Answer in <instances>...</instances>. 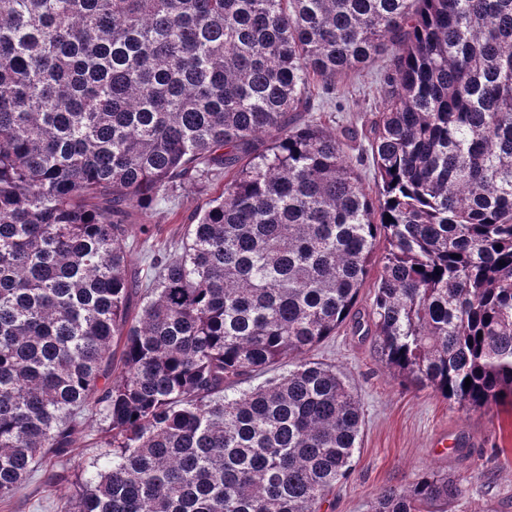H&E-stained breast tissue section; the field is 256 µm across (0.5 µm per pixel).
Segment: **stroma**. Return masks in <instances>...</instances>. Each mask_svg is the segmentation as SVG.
Masks as SVG:
<instances>
[{"label": "stroma", "mask_w": 512, "mask_h": 512, "mask_svg": "<svg viewBox=\"0 0 512 512\" xmlns=\"http://www.w3.org/2000/svg\"><path fill=\"white\" fill-rule=\"evenodd\" d=\"M391 55L384 52L358 71L344 76L335 103L324 106L322 120L344 143L348 161L362 173L369 196H377L372 164L371 127L386 96L384 77ZM219 185L189 188L150 211L159 239L180 243L186 217L218 194ZM373 284L360 289L357 318L347 321L313 353L334 364L349 381L363 411L360 446L347 479L337 483L324 512H369L386 489H400L423 474L444 473L459 483L462 494L448 512H512V409L491 406L469 411L429 388L404 387L382 361L371 321ZM100 421L85 412L73 435L66 468L80 472L100 451ZM71 484L50 485L43 473L13 497L0 500V512H61Z\"/></svg>", "instance_id": "stroma-1"}]
</instances>
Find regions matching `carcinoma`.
Segmentation results:
<instances>
[{
    "label": "carcinoma",
    "instance_id": "1",
    "mask_svg": "<svg viewBox=\"0 0 512 512\" xmlns=\"http://www.w3.org/2000/svg\"><path fill=\"white\" fill-rule=\"evenodd\" d=\"M386 50L374 200L300 115ZM220 177L129 272L132 208ZM375 261L385 364L512 406V0H0V500L91 409L104 463L64 512H320L362 412L309 353ZM460 493L428 473L370 512Z\"/></svg>",
    "mask_w": 512,
    "mask_h": 512
}]
</instances>
